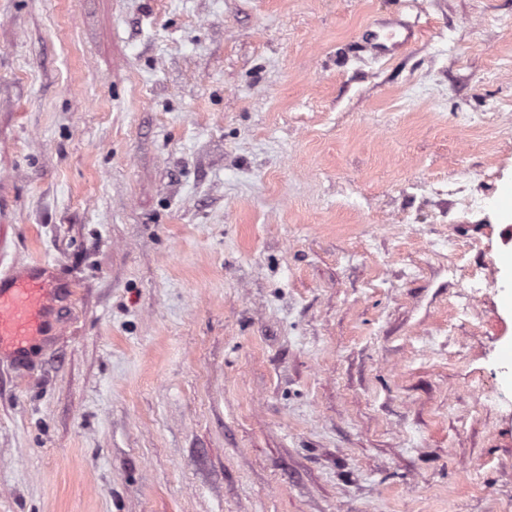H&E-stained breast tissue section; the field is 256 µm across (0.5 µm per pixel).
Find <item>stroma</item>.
Returning a JSON list of instances; mask_svg holds the SVG:
<instances>
[{"mask_svg": "<svg viewBox=\"0 0 512 512\" xmlns=\"http://www.w3.org/2000/svg\"><path fill=\"white\" fill-rule=\"evenodd\" d=\"M509 186L512 0H0V512H512ZM404 28L406 33L402 34L401 31H399L396 27ZM386 30V33L384 34V38L387 43L384 42H377V48L381 51V54L385 55L389 52H392L394 50H397L398 48L402 47L403 45L407 44L409 41L412 40V38L415 35V32L410 29L409 27H406L402 25L400 22L393 21L390 23V25L382 26ZM44 264L33 262L0 277V352L20 355L49 325L53 293L42 278Z\"/></svg>", "mask_w": 512, "mask_h": 512, "instance_id": "1", "label": "stroma"}]
</instances>
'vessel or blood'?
Segmentation results:
<instances>
[{
	"mask_svg": "<svg viewBox=\"0 0 512 512\" xmlns=\"http://www.w3.org/2000/svg\"><path fill=\"white\" fill-rule=\"evenodd\" d=\"M42 262L0 277V352L17 356L30 341L44 335L53 293L42 278Z\"/></svg>",
	"mask_w": 512,
	"mask_h": 512,
	"instance_id": "1",
	"label": "vessel or blood"
}]
</instances>
